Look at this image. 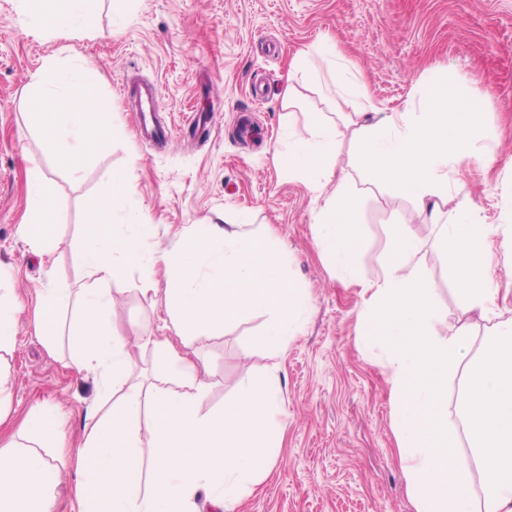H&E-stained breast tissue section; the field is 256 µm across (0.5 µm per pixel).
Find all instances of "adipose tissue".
<instances>
[{"instance_id":"ef3b65f1","label":"adipose tissue","mask_w":512,"mask_h":512,"mask_svg":"<svg viewBox=\"0 0 512 512\" xmlns=\"http://www.w3.org/2000/svg\"><path fill=\"white\" fill-rule=\"evenodd\" d=\"M96 0H58L49 17L52 33L89 34ZM333 76L330 94L351 105L363 122L353 135L362 144L368 182H386L419 200L438 228L437 247L453 265L469 308L490 327L480 354L466 326L445 327L433 287L415 256L421 242L410 225H395L381 276L362 283L366 334L384 354L394 394V428L416 512H512V319L501 317L493 276V229L469 215L466 204L448 208V182L460 165L492 167L494 149L475 151L472 115L461 111L448 75L434 78L418 104L386 112L332 44H323L312 72ZM100 81L91 62L70 68L47 62L32 78L34 115L58 160L79 170L88 153L106 143L110 114L96 99ZM333 122H310L304 138L289 137L278 151L288 175L307 177L315 211L316 239L339 275L357 277L361 228L337 163ZM34 205L22 231L47 252L54 205L31 183ZM152 225L133 224L127 234L111 225H90L70 250L90 282L82 295L69 366L98 381V394L112 397L109 412L89 407L83 416L84 451L77 459L75 497L79 512H188L205 490L219 512H234L242 492L271 466L282 437L273 424L281 388L277 380L247 384L223 409L202 412L211 373L182 345L206 336L226 319L256 307L273 311L266 331L286 349L309 301L283 275L281 260L253 239L222 228L184 240L161 259L170 271L165 291L174 337L146 333L129 343L112 329L110 285L124 269L146 258ZM152 347L161 369L150 384L134 380L132 348ZM465 387L456 405L448 383L457 371ZM148 427H140L142 411ZM26 437L60 445L61 414L38 408L25 419ZM154 442L153 475L144 479L140 433ZM467 444L470 465L460 461ZM56 471L40 454L11 444L0 448V512H54Z\"/></svg>"}]
</instances>
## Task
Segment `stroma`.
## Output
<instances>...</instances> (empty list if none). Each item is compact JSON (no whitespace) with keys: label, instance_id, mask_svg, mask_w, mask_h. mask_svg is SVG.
I'll return each instance as SVG.
<instances>
[{"label":"stroma","instance_id":"obj_1","mask_svg":"<svg viewBox=\"0 0 512 512\" xmlns=\"http://www.w3.org/2000/svg\"><path fill=\"white\" fill-rule=\"evenodd\" d=\"M93 25L85 37L41 36L23 0H0V294L20 301L15 349L0 360L11 375L0 404L8 413L0 446L35 408H60L67 456L47 447L41 454L60 469L56 512H78L71 459L83 446L82 414L94 404L97 384L67 366L74 312L87 284L68 243L86 230L89 204L113 174L128 170L134 195L112 203L116 233L143 220L152 224L151 245L159 252L228 215L248 237L273 229L270 248L283 260L285 278L310 301L285 353L265 336L272 314L264 308L190 341L214 372L203 411L221 409L254 378L282 382V447L236 512H416L398 456L391 388L360 336L362 290L347 284L318 247L305 179L288 178L280 168L276 151L289 132L304 133L313 112L339 129L337 161L348 174L363 234L361 279L380 275L393 225L411 224L422 241L415 261L448 326L469 325L478 351L486 323L457 292L417 201L393 185L365 181L352 138L356 117L323 95L330 75L311 82L291 74L290 64L330 40L388 111L418 101L427 81L448 70L462 110L477 114V145L497 148L491 169L475 162L461 167L455 189L476 222L498 227L496 260L512 265L501 235L512 226V212L503 207L512 197V0H100ZM51 59L91 61L101 75L98 101L112 109L106 146L76 173L48 150L31 115L28 84ZM137 75L157 85L160 115L173 129L166 145H150L136 133L120 87ZM202 90L213 112L198 131L187 121L201 106ZM34 173L55 207L47 261L21 231ZM55 286L71 289L72 297L58 314L55 336L44 338L31 326L32 313L38 293ZM167 286L163 263L128 266L112 283L115 333L131 340L162 329Z\"/></svg>","mask_w":512,"mask_h":512}]
</instances>
